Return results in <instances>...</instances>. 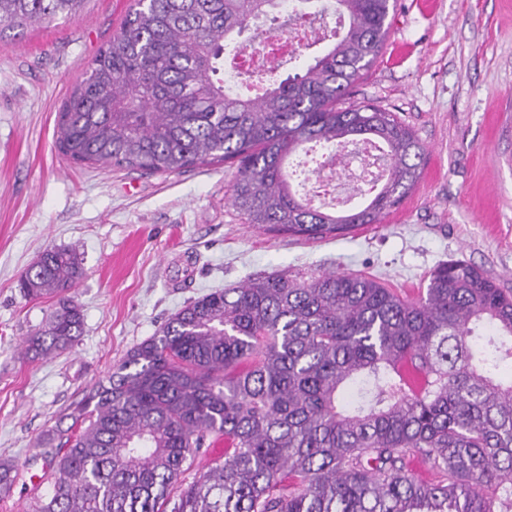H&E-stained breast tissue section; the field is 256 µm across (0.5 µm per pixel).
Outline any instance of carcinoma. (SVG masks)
<instances>
[{
  "label": "carcinoma",
  "mask_w": 512,
  "mask_h": 512,
  "mask_svg": "<svg viewBox=\"0 0 512 512\" xmlns=\"http://www.w3.org/2000/svg\"><path fill=\"white\" fill-rule=\"evenodd\" d=\"M87 0H0L24 34ZM336 16L335 42L254 92L219 77L224 52L279 0L136 2L58 114L77 164L171 173L235 161L245 223L321 239L378 224L418 184L424 147L393 112L337 102L383 49L390 0H295ZM384 150L383 179L340 213L313 207L290 159L315 146ZM76 253L47 249L19 278L51 298L25 354L71 348L83 314ZM512 295L463 261L411 298L345 272L272 273L190 302L132 349L53 435L51 490L29 512H512ZM412 366L423 374L414 387ZM224 459L184 481L208 438ZM420 464L430 477L415 470ZM17 464L0 457V494Z\"/></svg>",
  "instance_id": "obj_1"
}]
</instances>
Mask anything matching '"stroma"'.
Masks as SVG:
<instances>
[{
    "label": "stroma",
    "mask_w": 512,
    "mask_h": 512,
    "mask_svg": "<svg viewBox=\"0 0 512 512\" xmlns=\"http://www.w3.org/2000/svg\"><path fill=\"white\" fill-rule=\"evenodd\" d=\"M132 0H88L15 35L0 32V456L19 477L0 512H27L49 432L188 302L275 271L358 272L415 294L441 262L481 268L512 293V0H395L382 53L341 106L396 113L425 149L415 189L379 224L306 239L243 223L236 166L174 173L82 165L54 147L58 114ZM50 247L74 249L84 330L71 349L27 358L45 320L19 275Z\"/></svg>",
    "instance_id": "stroma-1"
}]
</instances>
